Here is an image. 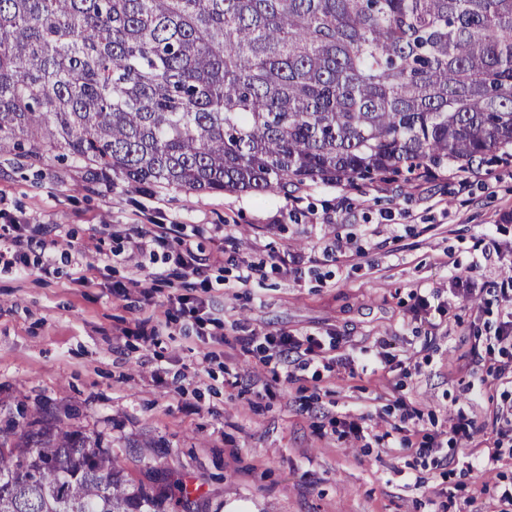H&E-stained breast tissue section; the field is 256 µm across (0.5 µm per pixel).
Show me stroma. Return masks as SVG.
Instances as JSON below:
<instances>
[{
	"instance_id": "obj_1",
	"label": "stroma",
	"mask_w": 512,
	"mask_h": 512,
	"mask_svg": "<svg viewBox=\"0 0 512 512\" xmlns=\"http://www.w3.org/2000/svg\"><path fill=\"white\" fill-rule=\"evenodd\" d=\"M0 196V225L100 248L87 270L59 249L29 272L0 266V427L68 412L132 478L176 473L206 512H494L512 486L510 446L472 467L512 405L495 375L512 347L494 339L512 305L492 294L512 279V161L258 196L0 156ZM154 224L198 246L203 278L157 277L164 261L129 252ZM285 332L319 339L322 357L286 356ZM460 413L483 427L472 443L449 432Z\"/></svg>"
}]
</instances>
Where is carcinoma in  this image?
<instances>
[{
  "mask_svg": "<svg viewBox=\"0 0 512 512\" xmlns=\"http://www.w3.org/2000/svg\"><path fill=\"white\" fill-rule=\"evenodd\" d=\"M512 149V0H0V154L278 192ZM202 512L42 414L0 430V512Z\"/></svg>",
  "mask_w": 512,
  "mask_h": 512,
  "instance_id": "cac0c4a2",
  "label": "carcinoma"
}]
</instances>
